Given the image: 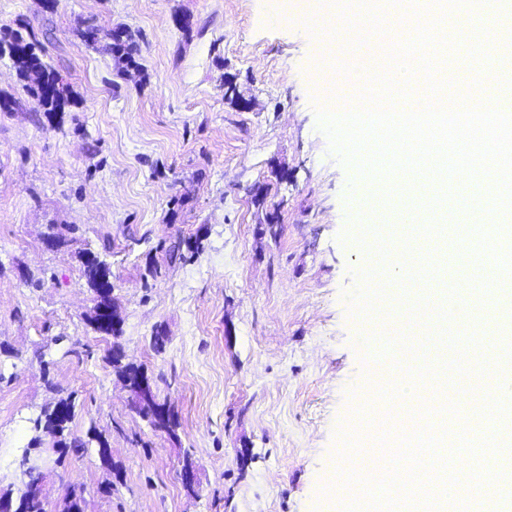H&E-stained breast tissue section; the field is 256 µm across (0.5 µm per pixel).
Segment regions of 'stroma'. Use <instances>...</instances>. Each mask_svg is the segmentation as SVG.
I'll use <instances>...</instances> for the list:
<instances>
[{
    "label": "stroma",
    "instance_id": "1",
    "mask_svg": "<svg viewBox=\"0 0 512 512\" xmlns=\"http://www.w3.org/2000/svg\"><path fill=\"white\" fill-rule=\"evenodd\" d=\"M328 28L318 0H0V41L36 43L68 85L44 111L0 57V488L25 490L32 421L70 395L85 445L48 462L47 512L73 486L83 512H328L347 449L370 443L354 417L382 344L344 298L363 262L339 236L363 177L317 109L361 56L385 68L391 42L324 62L313 39ZM118 29L132 63L109 49ZM441 69L445 95L478 72L488 97H512V67L467 44ZM451 189L441 203L425 176L388 179L380 217L428 204L433 223H469L473 182ZM52 228L63 247H47ZM89 251L111 267L119 336L88 321ZM116 348L174 434L136 410Z\"/></svg>",
    "mask_w": 512,
    "mask_h": 512
}]
</instances>
